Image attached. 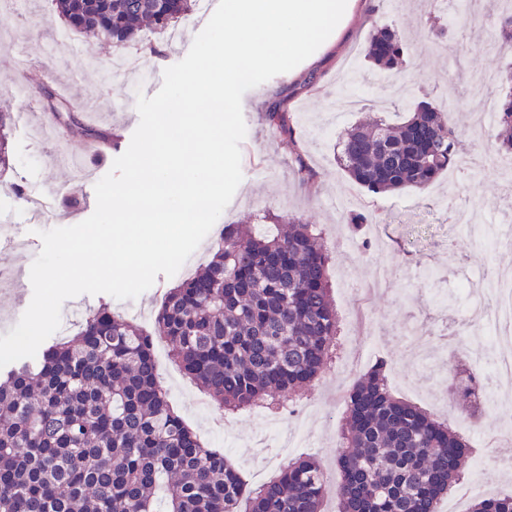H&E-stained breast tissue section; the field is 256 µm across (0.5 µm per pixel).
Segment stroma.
Returning <instances> with one entry per match:
<instances>
[{"mask_svg":"<svg viewBox=\"0 0 512 512\" xmlns=\"http://www.w3.org/2000/svg\"><path fill=\"white\" fill-rule=\"evenodd\" d=\"M428 12V0H363L339 42L320 46L311 59L247 91L242 99L247 127L240 145L243 179L221 223L259 224L268 214L297 217L316 227L332 251L327 275L340 329V353L296 402L276 416L286 426L294 415H303L306 436L289 453L254 456L251 444L260 435L261 424L252 411L201 408L204 393L174 363L159 371L175 410L208 447L233 462L248 486L269 478L298 454L317 457L330 476L325 512H337L336 445L345 394L377 360L387 361L397 396L448 418L453 429L470 436L474 455H482L485 443L500 429L512 427V398L484 408L477 426L457 403L449 402L454 364L447 343L438 335L448 322L458 321L459 311L437 303L440 296L455 293L460 282L481 278L484 269L512 274V249L489 253L474 238L476 228L512 215V182L485 158L493 130L479 135L473 131L482 102L472 96L469 80L472 71L488 65L498 71L511 68L512 45L486 58L482 50L494 38L493 25L466 27L448 12L444 15L448 36L464 50L458 56L437 50L427 30ZM380 25L394 27L409 49V93L394 94L399 76L372 69L363 58L370 33ZM141 40V45L128 49L139 60L137 68L120 79L110 69L112 45L90 46L86 37L68 28L53 0H0V111L14 116L9 132L11 164L0 170V254L13 267H31L42 248L40 232L62 224L51 207L34 218L15 196L14 187L42 197L48 189L70 181L69 173L56 163L58 144L35 143L27 125L31 118H51L50 103L64 104L68 98L59 92L54 101H47L38 91L43 78L22 73V62L55 69L64 81L74 71H82L80 89L98 115L95 129L113 130L127 143L139 123L137 94L153 85L162 65V58L148 52V44L162 46V57L171 62L181 59L176 49L167 46L163 32H145ZM16 42L26 51L25 61L10 53V44ZM313 69L319 79L309 88L304 81ZM275 93L286 97L296 121L305 160L316 172L313 189L300 185L294 154L264 121L265 104ZM415 96L437 107L449 96L460 101L455 115L461 131L460 167L423 192L374 194L352 182L337 161L345 130L368 112L406 111ZM357 210L373 217L361 236L345 222L346 214ZM176 283V278L157 276L153 286L133 300L104 293L68 299L55 336L74 338L82 320L104 304L129 319L139 309L157 311Z\"/></svg>","mask_w":512,"mask_h":512,"instance_id":"35a3bbf8","label":"stroma"}]
</instances>
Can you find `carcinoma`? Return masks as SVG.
I'll list each match as a JSON object with an SVG mask.
<instances>
[{
    "instance_id": "1",
    "label": "carcinoma",
    "mask_w": 512,
    "mask_h": 512,
    "mask_svg": "<svg viewBox=\"0 0 512 512\" xmlns=\"http://www.w3.org/2000/svg\"><path fill=\"white\" fill-rule=\"evenodd\" d=\"M70 28L121 48L149 27L174 29L192 0H56ZM498 39L512 42V11L495 13ZM364 55L402 72L406 47L377 27ZM496 151L512 153V69L497 74ZM454 99L415 103L402 122L370 118L349 129L339 164L373 193L424 190L455 164L460 130ZM264 120L294 152L302 185L313 186L286 100ZM9 112H0V167L10 162ZM328 247L312 225L226 224L211 260L166 295L153 333L105 306L77 340L40 348L38 361L0 370V512H321L326 475L311 457L288 462L248 490L229 459L203 447L169 404L153 338L218 408L262 407L293 396L322 372L337 333ZM378 361L348 390L336 462L338 512H437L464 475L468 442L421 407L394 396ZM477 368L452 393L471 417L481 410ZM471 512H512V496L479 498Z\"/></svg>"
}]
</instances>
